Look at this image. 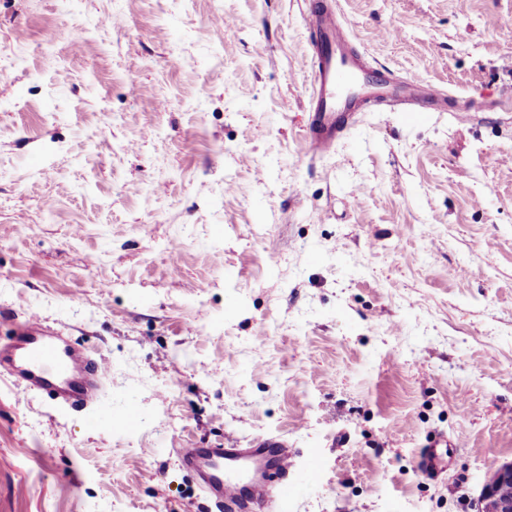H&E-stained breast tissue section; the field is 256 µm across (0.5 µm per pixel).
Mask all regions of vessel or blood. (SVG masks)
Masks as SVG:
<instances>
[{
  "mask_svg": "<svg viewBox=\"0 0 512 512\" xmlns=\"http://www.w3.org/2000/svg\"><path fill=\"white\" fill-rule=\"evenodd\" d=\"M311 52V116L306 152L320 157L354 122L357 112L383 104L425 118L443 111V94L414 77L396 78L366 63L353 43L351 28L329 0H315L307 15ZM12 338L0 346V370L13 376L22 391L35 392L71 409H96L106 376L105 364L74 347L34 316H10ZM182 465L194 469L219 512H264L276 505L285 512L299 483L286 444L263 438L242 447L234 438L216 448H183ZM448 463L436 447L418 460L425 476L446 472Z\"/></svg>",
  "mask_w": 512,
  "mask_h": 512,
  "instance_id": "1",
  "label": "vessel or blood"
}]
</instances>
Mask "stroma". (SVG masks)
<instances>
[{"label":"stroma","mask_w":512,"mask_h":512,"mask_svg":"<svg viewBox=\"0 0 512 512\" xmlns=\"http://www.w3.org/2000/svg\"><path fill=\"white\" fill-rule=\"evenodd\" d=\"M310 2L0 0V314L138 411L0 372V512H209L179 451L228 436L317 467L288 512H475L512 461V0H337L449 99L315 159ZM440 443L441 440L437 439L419 457L418 471L423 476L438 475L448 470V461H445L437 450V448H446L448 446V443L446 442L444 447H440Z\"/></svg>","instance_id":"stroma-1"}]
</instances>
